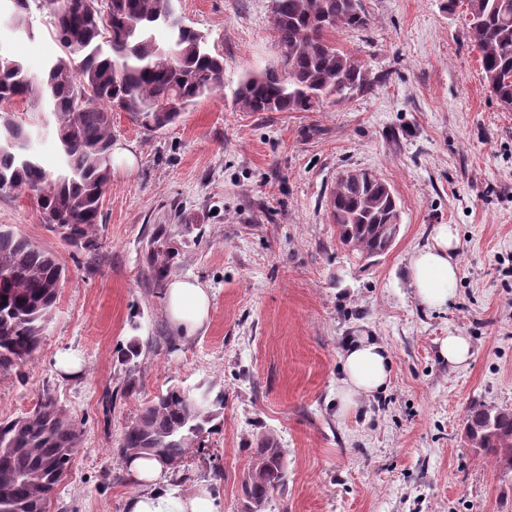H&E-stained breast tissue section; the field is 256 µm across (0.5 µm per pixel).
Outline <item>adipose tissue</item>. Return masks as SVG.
Segmentation results:
<instances>
[{
    "mask_svg": "<svg viewBox=\"0 0 512 512\" xmlns=\"http://www.w3.org/2000/svg\"><path fill=\"white\" fill-rule=\"evenodd\" d=\"M458 239L454 228L439 225L432 242L419 250L410 266V279L418 301L430 308L447 306L453 297L459 267ZM210 297L205 288L188 279L167 286V315L177 329L191 334L208 319ZM388 350L368 336L355 337L342 352V393L345 407L357 406L388 381L391 373ZM128 471L139 485L126 503V512H211L212 494L198 486L189 493L169 483L171 466L158 457L141 455L127 460Z\"/></svg>",
    "mask_w": 512,
    "mask_h": 512,
    "instance_id": "ef3b65f1",
    "label": "adipose tissue"
}]
</instances>
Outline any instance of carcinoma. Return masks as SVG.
I'll return each instance as SVG.
<instances>
[{
  "label": "carcinoma",
  "instance_id": "1",
  "mask_svg": "<svg viewBox=\"0 0 512 512\" xmlns=\"http://www.w3.org/2000/svg\"><path fill=\"white\" fill-rule=\"evenodd\" d=\"M53 37L62 54L40 78L0 54V191L34 196L50 231L95 250L93 227L112 169V108L140 127L161 130L197 99L224 87V59L206 36L187 26L175 0H48ZM280 47L276 65L247 74L234 91L248 112H312L369 86L366 71L336 47V29L369 25L360 0H271ZM467 37L479 55L483 80L497 103L512 109V0H466ZM28 102L49 110L60 143L58 165L48 170L27 143L24 123L9 109ZM340 241L368 256L393 245L399 209L377 173L355 169L336 181L328 200ZM57 255L0 224V372L24 368L37 353L62 282ZM224 394L191 393L170 386L126 424L121 453L157 454L171 467L203 447L214 408ZM472 447L512 471V411L477 409L467 418ZM80 428L42 396L21 417L0 420V512H46L80 448ZM281 448L267 436L255 449L242 488L245 512H262L285 484Z\"/></svg>",
  "mask_w": 512,
  "mask_h": 512
}]
</instances>
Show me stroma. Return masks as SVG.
Masks as SVG:
<instances>
[{
  "label": "stroma",
  "mask_w": 512,
  "mask_h": 512,
  "mask_svg": "<svg viewBox=\"0 0 512 512\" xmlns=\"http://www.w3.org/2000/svg\"><path fill=\"white\" fill-rule=\"evenodd\" d=\"M360 3L368 27L331 38L370 89L314 112H248L234 101L239 81L279 56L271 0H179L223 57L224 88L160 131L113 113V141L134 161L112 162L97 249L49 231L27 194L0 192V224L66 268L34 360L0 373V418L48 394L81 429L50 512H125L137 487L122 432L172 385L224 395L205 450L179 469L182 490L215 485L214 512H243L241 482L265 435L287 461L265 512H512V473L465 438L474 407L512 410V110L484 84L466 0ZM53 25L42 0L25 28L2 14L0 51L42 76L61 53ZM349 169L378 172L397 197L386 254L349 250L329 220ZM441 224L458 229L459 276L448 306L430 310L410 263ZM156 235L168 264L160 281L148 271ZM174 279L211 295L209 321L191 336L166 317ZM456 332L472 346L464 366L438 354ZM363 333L387 347L392 373L348 409L340 357ZM134 342L139 357L122 362ZM67 349L84 369L63 379L53 362Z\"/></svg>",
  "instance_id": "1"
}]
</instances>
